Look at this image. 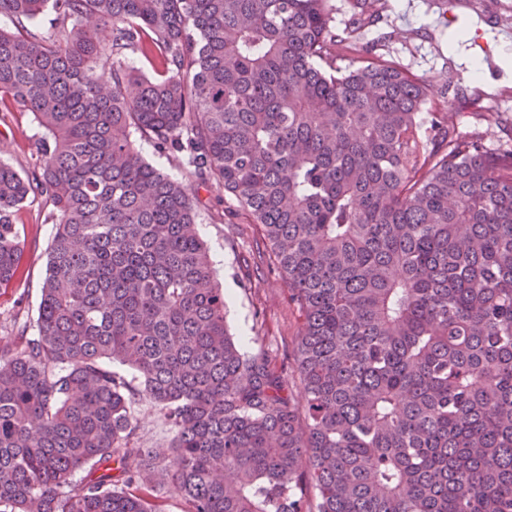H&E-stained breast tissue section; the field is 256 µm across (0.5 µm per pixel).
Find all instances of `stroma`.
Here are the masks:
<instances>
[{
  "label": "stroma",
  "mask_w": 512,
  "mask_h": 512,
  "mask_svg": "<svg viewBox=\"0 0 512 512\" xmlns=\"http://www.w3.org/2000/svg\"><path fill=\"white\" fill-rule=\"evenodd\" d=\"M337 30L354 29L362 42L387 54L443 100L448 120L463 134L478 133L491 148L512 140V0H333ZM480 78L469 74V62ZM43 131L29 114L0 104V160L27 173ZM197 228L213 260L226 298L227 324L243 349H264L288 371L295 398L303 389L293 375L301 323L288 302V287L270 272V250L259 226L250 224L223 187L194 188ZM55 211L37 198L16 210L22 247L19 273L0 288V338L11 341L40 302ZM139 448L170 444L160 411L149 402L135 410Z\"/></svg>",
  "instance_id": "35a3bbf8"
}]
</instances>
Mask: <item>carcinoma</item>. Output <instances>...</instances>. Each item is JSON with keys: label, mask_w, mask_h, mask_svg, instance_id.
Segmentation results:
<instances>
[{"label": "carcinoma", "mask_w": 512, "mask_h": 512, "mask_svg": "<svg viewBox=\"0 0 512 512\" xmlns=\"http://www.w3.org/2000/svg\"><path fill=\"white\" fill-rule=\"evenodd\" d=\"M333 11L0 0V98L45 132L28 175L0 161V288L14 212L56 211L33 332L0 347V512H162L166 484L182 512H512V148L424 123L431 92L393 61L340 65ZM154 49L160 76L128 66ZM194 181L270 243L302 406L228 330ZM143 400L169 466L131 447ZM133 138L142 156L147 161L153 162L176 178L181 179L182 176L185 177L186 173L181 158L179 159L177 156L173 155L160 154L156 151L152 143L141 138L138 133H134Z\"/></svg>", "instance_id": "cac0c4a2"}]
</instances>
